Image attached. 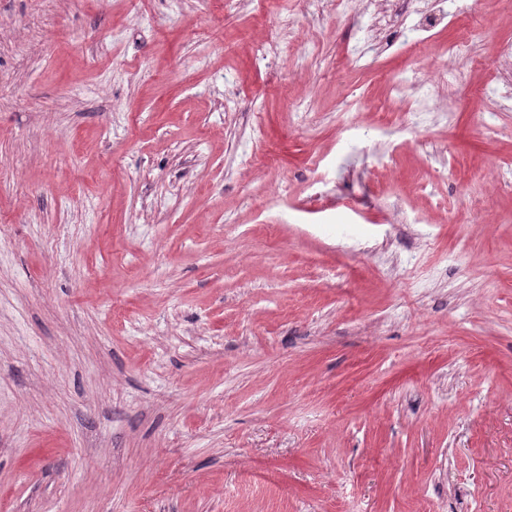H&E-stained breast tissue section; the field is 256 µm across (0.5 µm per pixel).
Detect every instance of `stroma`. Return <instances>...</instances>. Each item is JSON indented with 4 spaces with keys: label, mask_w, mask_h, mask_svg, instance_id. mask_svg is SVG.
<instances>
[{
    "label": "stroma",
    "mask_w": 512,
    "mask_h": 512,
    "mask_svg": "<svg viewBox=\"0 0 512 512\" xmlns=\"http://www.w3.org/2000/svg\"><path fill=\"white\" fill-rule=\"evenodd\" d=\"M417 5L0 0V512H512V7Z\"/></svg>",
    "instance_id": "stroma-1"
}]
</instances>
